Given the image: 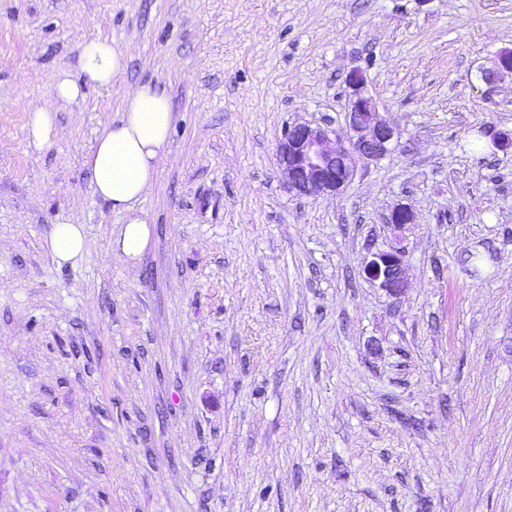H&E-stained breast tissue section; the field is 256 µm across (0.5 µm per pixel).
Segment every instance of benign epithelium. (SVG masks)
I'll return each instance as SVG.
<instances>
[{"label":"benign epithelium","mask_w":512,"mask_h":512,"mask_svg":"<svg viewBox=\"0 0 512 512\" xmlns=\"http://www.w3.org/2000/svg\"><path fill=\"white\" fill-rule=\"evenodd\" d=\"M512 74V49L501 51L485 78ZM350 89L346 120L351 136L344 142L327 126L296 122L288 126L276 146V156L288 189L298 195L318 197L340 193L361 164L378 161L399 146V132L377 112V103L367 89L365 75L349 72ZM480 134L497 150L512 147V137L483 128ZM369 278L393 294L406 286L403 256L398 251L380 252L365 265Z\"/></svg>","instance_id":"7a95c632"}]
</instances>
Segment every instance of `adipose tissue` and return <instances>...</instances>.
Here are the masks:
<instances>
[{
	"instance_id": "ef3b65f1",
	"label": "adipose tissue",
	"mask_w": 512,
	"mask_h": 512,
	"mask_svg": "<svg viewBox=\"0 0 512 512\" xmlns=\"http://www.w3.org/2000/svg\"><path fill=\"white\" fill-rule=\"evenodd\" d=\"M79 49L78 73H53L49 102L29 110L27 132L35 147L50 143L59 133L56 102L83 100L87 88L109 86L126 66L125 55L107 40L83 37ZM172 123L166 89L157 84H143L126 98L119 118L96 138L84 155L94 195L123 216L112 245L130 262L140 258L150 241L149 223L137 206L168 156ZM47 247L57 263L75 259L86 248L83 225H56Z\"/></svg>"
}]
</instances>
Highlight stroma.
I'll use <instances>...</instances> for the list:
<instances>
[{
    "mask_svg": "<svg viewBox=\"0 0 512 512\" xmlns=\"http://www.w3.org/2000/svg\"><path fill=\"white\" fill-rule=\"evenodd\" d=\"M83 35L126 68L30 146ZM505 49L512 0H0V512H512V149L473 144L512 132ZM356 67L398 150L288 192L278 139L348 137ZM146 82L175 121L129 262L83 154ZM47 248L58 264L75 259L86 248L84 226L57 224L48 238ZM404 266L400 252H380L365 265V272L369 278L379 281L381 287L398 294L403 292L406 286Z\"/></svg>",
    "mask_w": 512,
    "mask_h": 512,
    "instance_id": "stroma-1",
    "label": "stroma"
}]
</instances>
